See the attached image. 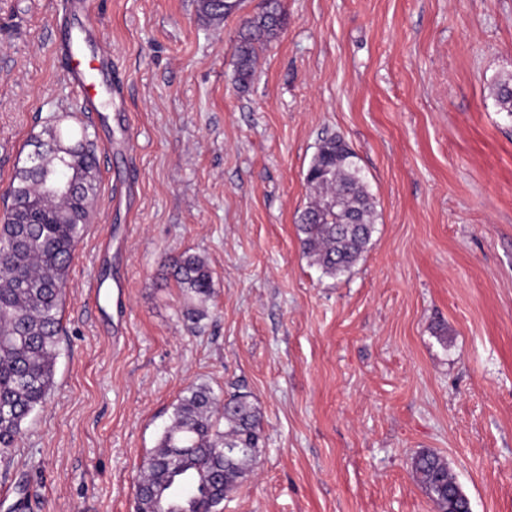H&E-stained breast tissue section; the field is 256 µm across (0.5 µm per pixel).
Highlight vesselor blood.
<instances>
[{
    "mask_svg": "<svg viewBox=\"0 0 512 512\" xmlns=\"http://www.w3.org/2000/svg\"><path fill=\"white\" fill-rule=\"evenodd\" d=\"M71 20L60 24L54 34L55 56L70 84L84 93L85 111L97 113L101 92L117 93L112 78V53L101 47L94 57H87L85 47L101 36L93 0H72Z\"/></svg>",
    "mask_w": 512,
    "mask_h": 512,
    "instance_id": "vessel-or-blood-1",
    "label": "vessel or blood"
}]
</instances>
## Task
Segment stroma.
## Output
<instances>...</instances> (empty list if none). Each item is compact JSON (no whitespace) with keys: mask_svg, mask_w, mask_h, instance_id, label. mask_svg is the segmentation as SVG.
I'll list each match as a JSON object with an SVG mask.
<instances>
[{"mask_svg":"<svg viewBox=\"0 0 512 512\" xmlns=\"http://www.w3.org/2000/svg\"><path fill=\"white\" fill-rule=\"evenodd\" d=\"M258 2L216 25L197 0H96L123 95L55 385L0 460V512H132L192 383L261 413L223 512H436L422 450L472 512H512V116L492 93L512 76V0H283L287 26L241 87L233 47ZM64 3L0 0V212L45 127L102 139L53 54ZM331 135L376 201L338 278L296 228ZM185 253L213 277L196 324L167 267Z\"/></svg>","mask_w":512,"mask_h":512,"instance_id":"1","label":"stroma"}]
</instances>
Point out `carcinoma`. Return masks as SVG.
<instances>
[{"label": "carcinoma", "instance_id": "obj_1", "mask_svg": "<svg viewBox=\"0 0 512 512\" xmlns=\"http://www.w3.org/2000/svg\"><path fill=\"white\" fill-rule=\"evenodd\" d=\"M240 5L241 0H198L200 14L218 23ZM286 25L282 0H260L258 11L243 20L234 46L236 83L244 87L253 80L256 47L277 39ZM495 95L512 116V84H497ZM44 134L32 141L44 165L22 167L10 189L22 202L33 194L43 200L42 208L27 210L29 238L19 246L16 225L0 224L1 459L11 458L24 424L54 386L72 252L97 183L95 144L87 135L66 145L58 127ZM355 158L344 138L334 135L321 141L306 172L315 197L299 215L298 236L303 252L332 277L358 263L375 230L374 197ZM74 172L83 186L68 194L66 179ZM171 275L188 298L202 303L210 297L212 274L202 258L189 254L173 260ZM258 453L259 414L247 396L225 401L209 386L193 383L145 462L133 512H217L224 496L252 471ZM412 469L437 512H470L469 500L455 495L456 479L437 454H416Z\"/></svg>", "mask_w": 512, "mask_h": 512}]
</instances>
